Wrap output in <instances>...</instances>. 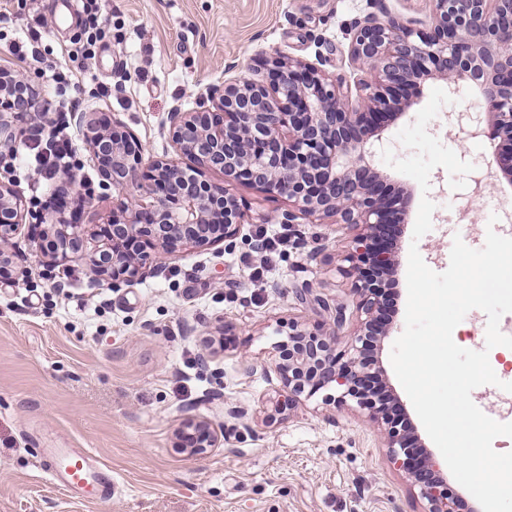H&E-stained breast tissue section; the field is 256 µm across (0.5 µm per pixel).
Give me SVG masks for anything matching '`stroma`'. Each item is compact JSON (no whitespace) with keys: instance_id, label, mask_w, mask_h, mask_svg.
I'll return each mask as SVG.
<instances>
[{"instance_id":"35a3bbf8","label":"stroma","mask_w":512,"mask_h":512,"mask_svg":"<svg viewBox=\"0 0 512 512\" xmlns=\"http://www.w3.org/2000/svg\"><path fill=\"white\" fill-rule=\"evenodd\" d=\"M83 4L0 0V65L29 74L52 108L59 87L45 67L69 66L65 50L80 31ZM431 12L429 0H100L107 26L95 57L77 71V104L52 115L68 125L83 164L69 204L85 200L88 224L112 210L113 191L103 187L84 148L82 115L111 113L138 136L145 157L169 155L168 113L195 108L211 84L251 76L280 54L350 79V44L365 19L389 13L417 31L430 28ZM34 29L42 60L18 62L12 44ZM445 86L424 81L415 108L382 129L396 158L410 154L397 140L400 130L414 123L432 89ZM479 106L461 91L427 125L478 167L493 145L468 137L451 115ZM370 162L409 197L389 333L372 357L449 488L478 512L479 502L430 442L390 354L405 328L410 247L430 269L446 271L454 238L482 248L491 215L512 210V186L475 199L470 188L451 189L449 173L437 167L425 192L381 155ZM33 163L30 144L18 141L13 153L0 151V181L27 200L40 183L56 188L57 180L30 175ZM231 191L249 207L239 234L175 254L159 275L131 283L94 282L75 260L47 266L26 232L14 237L18 268L0 277V512H422L423 499L391 463L383 429L367 411L316 397L264 423L262 406L278 385L270 371L277 322H331L297 289L312 288L351 308L339 344L351 341L359 321L348 276L355 232L317 217L281 224L274 217L287 210V199L240 185ZM425 195L436 209L431 230L416 240ZM221 324L232 329L237 346L201 366V339ZM191 416L210 420L219 435L218 446L201 457L174 446L176 429ZM46 448L89 449L115 491L91 500L52 484L40 470Z\"/></svg>"}]
</instances>
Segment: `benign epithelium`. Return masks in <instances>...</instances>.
I'll return each mask as SVG.
<instances>
[{
	"label": "benign epithelium",
	"instance_id": "obj_1",
	"mask_svg": "<svg viewBox=\"0 0 512 512\" xmlns=\"http://www.w3.org/2000/svg\"><path fill=\"white\" fill-rule=\"evenodd\" d=\"M432 22L415 32L394 15L368 19L358 28L350 58L360 73L354 84L330 78L315 64L280 56L265 78L242 77L210 86L204 105L191 112L168 113L169 135L177 158L149 163L148 194L132 196L139 186L137 165L143 145L130 131H118L107 118L86 122L85 145L103 180L118 191L112 218L83 222V208L58 224L31 225V238L44 262L79 258L99 281L132 282L165 269L166 258L189 248L219 245L234 237L246 206L230 192L238 183L272 197H285L290 209L281 223L308 217L333 218L357 233L359 264L350 273V291L364 315L349 353L336 351L337 332L347 321L346 307L313 302L331 313L328 332L297 321L272 346L279 382L264 407L272 424L302 400L336 387L325 404L353 401L385 425L390 459L420 491L423 512H463L465 504L438 474L436 463L419 444L415 428L383 369L367 352L387 335L383 313L397 281L394 245L402 232L407 196L384 185L367 159L365 145L385 123L413 104L418 80L434 75L456 94L479 95L483 110L457 113L468 136L496 142L492 167L472 177V195L512 185V0H430ZM13 113L18 128L0 118V147L45 131L46 112L30 76L0 66V111ZM218 170L224 182L206 180ZM26 204L9 184L0 182V270L15 264L12 236L25 223ZM201 366L231 346L226 327L202 338ZM218 443L212 423L188 418L175 432V447L189 457L203 456Z\"/></svg>",
	"mask_w": 512,
	"mask_h": 512
}]
</instances>
